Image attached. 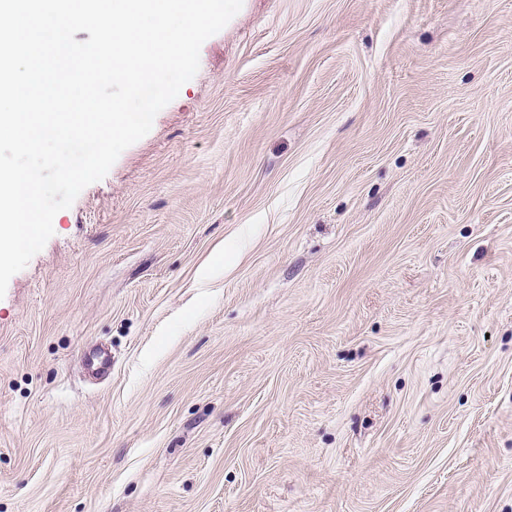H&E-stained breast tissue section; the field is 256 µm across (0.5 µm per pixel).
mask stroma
<instances>
[{"instance_id":"1","label":"stroma","mask_w":512,"mask_h":512,"mask_svg":"<svg viewBox=\"0 0 512 512\" xmlns=\"http://www.w3.org/2000/svg\"><path fill=\"white\" fill-rule=\"evenodd\" d=\"M53 228L0 512H512V0H244Z\"/></svg>"}]
</instances>
